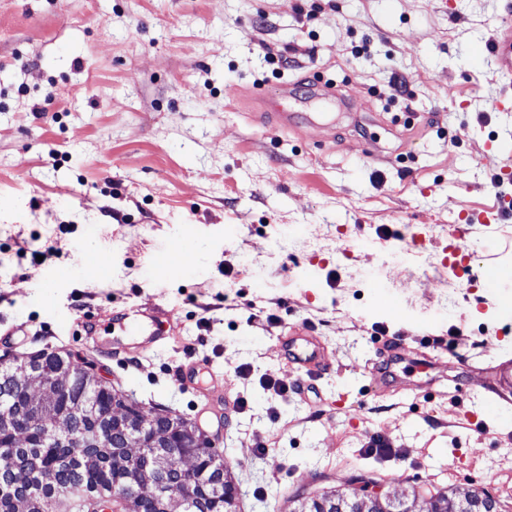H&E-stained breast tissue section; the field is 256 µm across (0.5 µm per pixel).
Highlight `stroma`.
Instances as JSON below:
<instances>
[{"label":"stroma","instance_id":"obj_1","mask_svg":"<svg viewBox=\"0 0 512 512\" xmlns=\"http://www.w3.org/2000/svg\"><path fill=\"white\" fill-rule=\"evenodd\" d=\"M504 2L0 0V354L67 353L144 410L213 420L238 512L361 479L512 512V391L493 379L512 283L480 280L512 268V212L469 226L470 273L443 262L465 217L512 196L494 180L512 149L491 146L512 115L486 110L512 80L470 63ZM322 78L353 112L268 128L256 86ZM189 229L193 264L161 267ZM90 244L111 258L95 280L74 270ZM157 308L165 347L99 356L113 314L139 312L141 336ZM293 328L325 343L318 376L286 360ZM392 349L396 386L370 390ZM375 435L390 452L363 453Z\"/></svg>","mask_w":512,"mask_h":512}]
</instances>
